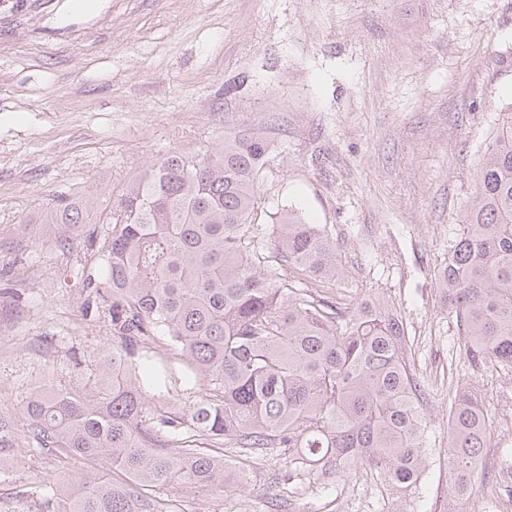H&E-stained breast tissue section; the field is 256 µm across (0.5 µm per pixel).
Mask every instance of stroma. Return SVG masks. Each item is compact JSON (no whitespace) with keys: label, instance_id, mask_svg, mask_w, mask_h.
Returning a JSON list of instances; mask_svg holds the SVG:
<instances>
[{"label":"stroma","instance_id":"35a3bbf8","mask_svg":"<svg viewBox=\"0 0 512 512\" xmlns=\"http://www.w3.org/2000/svg\"><path fill=\"white\" fill-rule=\"evenodd\" d=\"M512 0H0V418L17 464L0 477L12 512H39L14 490L74 474L29 447L21 423L37 387L68 384L71 353L112 349L104 312L87 309L98 258L62 247L43 216L61 200L116 202L171 152L200 158L242 129L271 143L254 223L299 207L336 242V300L378 293L403 317L427 396L429 463L409 492L384 480L332 479L287 494L265 457L244 490H171L175 512H448V385L473 387L493 420L474 489L497 483L512 452V371L471 364L436 273L460 234L500 102L512 98ZM168 397L200 388L162 343Z\"/></svg>","mask_w":512,"mask_h":512}]
</instances>
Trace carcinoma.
I'll return each mask as SVG.
<instances>
[{
	"label": "carcinoma",
	"mask_w": 512,
	"mask_h": 512,
	"mask_svg": "<svg viewBox=\"0 0 512 512\" xmlns=\"http://www.w3.org/2000/svg\"><path fill=\"white\" fill-rule=\"evenodd\" d=\"M463 229L438 273L472 363L512 368V102L497 109ZM268 140L240 131L199 160L172 153L87 217L70 201L45 223L100 257L86 308L107 311L112 351L74 381L36 389L28 441L100 467L32 487L40 512H170L156 489L222 496L249 486L252 464L220 452L278 450L283 484L322 487L375 472L397 491L427 466L425 392L403 318L382 297L343 310L326 228L294 210L267 242L252 224ZM168 337L202 384L195 400L147 399L139 350ZM493 426L466 385L448 400V512H462Z\"/></svg>",
	"instance_id": "obj_1"
}]
</instances>
